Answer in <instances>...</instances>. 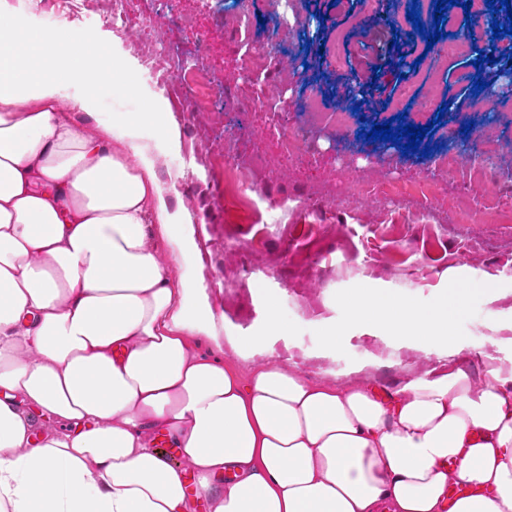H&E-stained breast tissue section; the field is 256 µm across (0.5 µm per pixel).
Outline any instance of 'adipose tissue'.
Wrapping results in <instances>:
<instances>
[{
  "instance_id": "1",
  "label": "adipose tissue",
  "mask_w": 512,
  "mask_h": 512,
  "mask_svg": "<svg viewBox=\"0 0 512 512\" xmlns=\"http://www.w3.org/2000/svg\"><path fill=\"white\" fill-rule=\"evenodd\" d=\"M98 41L0 27V512H191L196 497L209 512H441L453 480L487 491L453 512H512L502 365L381 400L271 363L245 382L191 351L219 319L141 141L147 113L92 130L71 118L95 111L102 83L135 90ZM477 289L455 283L428 308L357 290L347 324L447 342ZM48 420L59 430L34 439Z\"/></svg>"
}]
</instances>
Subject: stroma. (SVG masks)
<instances>
[{
  "label": "stroma",
  "mask_w": 512,
  "mask_h": 512,
  "mask_svg": "<svg viewBox=\"0 0 512 512\" xmlns=\"http://www.w3.org/2000/svg\"><path fill=\"white\" fill-rule=\"evenodd\" d=\"M252 0L255 55L241 45L239 0H124L125 22L112 25V0H0V19H18L38 31L90 29L129 68L136 86L128 93L112 84L97 91L96 116L74 113L77 123L96 125L116 112H149L144 141L158 153L156 176L171 208L181 210L201 266L198 283L224 315L218 329L224 359L249 380L257 365L274 362L314 382L363 381L393 392L409 380L440 377L461 368L481 378L488 360L504 365L512 386V180L478 179L475 163L462 160L461 144L474 143L493 128L494 157L512 156V109L477 115L469 109L437 108L448 98L473 100L471 85L456 75L469 60H452L432 93L431 107L409 108L413 125H427L424 151L402 152L386 143L365 157L362 129L387 122L397 95L398 73L378 68L374 47L393 38L389 22H364L345 58L316 57L315 72L294 73L291 61L305 48L333 43L341 24L328 13L304 43L302 20L315 0ZM182 59L193 66L186 87L145 64ZM352 70L378 72L358 99L348 130L311 124L306 95L318 92L326 112L336 109L335 89ZM206 94L200 108L193 88ZM281 98L277 115L254 119L261 93ZM282 125L297 138L300 160L281 158L268 134ZM234 169L225 172L224 158ZM452 156L453 167L428 181L434 158ZM371 182L374 193L355 196L354 178ZM247 180L253 194L241 195ZM485 196L487 215L468 217L466 203ZM490 282L473 293L452 332L465 344L453 354L446 343L423 344L361 328L344 329L343 299L357 289L405 297L428 307L448 296L453 278ZM276 303L288 320L284 332L268 325L267 306ZM343 329L340 342L325 345L327 331Z\"/></svg>",
  "instance_id": "obj_1"
}]
</instances>
